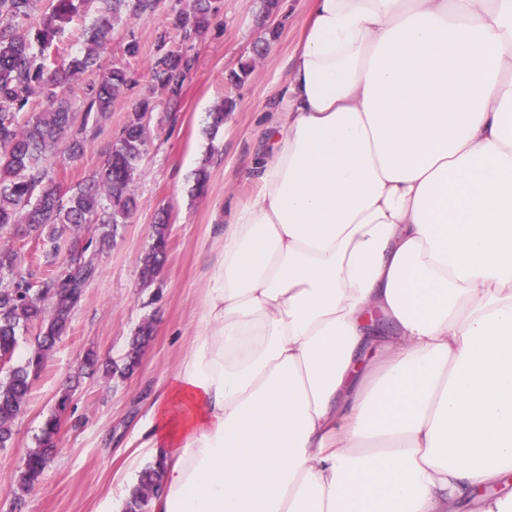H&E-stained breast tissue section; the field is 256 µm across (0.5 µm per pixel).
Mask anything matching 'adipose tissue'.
Listing matches in <instances>:
<instances>
[{"label": "adipose tissue", "mask_w": 512, "mask_h": 512, "mask_svg": "<svg viewBox=\"0 0 512 512\" xmlns=\"http://www.w3.org/2000/svg\"><path fill=\"white\" fill-rule=\"evenodd\" d=\"M273 97L153 512H512V0H312Z\"/></svg>", "instance_id": "1"}]
</instances>
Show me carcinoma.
<instances>
[{
  "mask_svg": "<svg viewBox=\"0 0 512 512\" xmlns=\"http://www.w3.org/2000/svg\"><path fill=\"white\" fill-rule=\"evenodd\" d=\"M99 2L97 15L85 29V46L61 65L48 54L56 36ZM0 0V231L23 224L29 234L50 245L56 254L61 242L70 241L67 270L52 271L35 284L24 268L25 258L13 246L0 244V359L12 361L20 330L39 329L35 344L24 361L10 366L0 379V449L11 444L13 424L24 411L32 382L67 330L75 309L83 300L85 286L98 273L97 256L127 223L136 208L134 174L148 143L147 131L154 111V95L161 90L177 103L193 59L169 47V33H161L151 65L152 84L113 141L96 179L62 190L51 172V161L62 154L82 155L87 116L106 117L112 100L129 85L128 67L99 65L100 51L112 29L130 17H147L158 0ZM222 0H173V30L182 38L198 37ZM97 72L84 119L77 121L70 96L85 74ZM44 108L30 111L33 99ZM231 104L222 103L209 113L210 135L224 128ZM168 216L158 218L153 242L143 258L142 279L154 280L167 254ZM153 334L151 323H142L133 337L124 372L139 364ZM71 399L65 389L56 413L43 424L38 447L30 450L26 466L18 469L15 492L27 493L41 480L46 464L57 451L56 435L61 413ZM163 464L158 460L143 469L126 501L125 512H145L158 496Z\"/></svg>",
  "mask_w": 512,
  "mask_h": 512,
  "instance_id": "carcinoma-1",
  "label": "carcinoma"
}]
</instances>
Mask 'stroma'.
I'll list each match as a JSON object with an SVG mask.
<instances>
[{"mask_svg": "<svg viewBox=\"0 0 512 512\" xmlns=\"http://www.w3.org/2000/svg\"><path fill=\"white\" fill-rule=\"evenodd\" d=\"M171 0H159L146 18L115 25L100 62L127 63L132 84L112 104L106 119L89 125L83 156L55 160L53 175L62 188L98 172L131 109L150 84L155 40L168 27ZM312 0H279L265 11L263 0H224L198 38L173 44L195 64L178 105L158 95L149 142L134 179L137 209L112 243L100 252L98 274L85 289L69 328L34 381L27 405L14 422L9 448L0 450V512H12L14 475L34 448L43 422L56 409L59 392L79 376L69 409L63 414L58 451L44 475L24 494L22 512H99L118 481L133 485L138 471L128 459L138 448L139 423L161 398L196 332L212 274L209 251L224 217V199L244 200L247 179L261 147L271 87L285 79ZM136 38L140 54L126 59L123 48ZM251 70L241 83L226 80L241 64ZM230 102L217 135L208 131V114ZM207 166L205 195L191 192L194 174ZM168 211V256L151 285L140 279L141 260L154 235L155 217ZM153 336L139 366L121 374L129 343L142 322ZM95 350L102 362L94 373L78 375L83 354Z\"/></svg>", "mask_w": 512, "mask_h": 512, "instance_id": "35a3bbf8", "label": "stroma"}]
</instances>
